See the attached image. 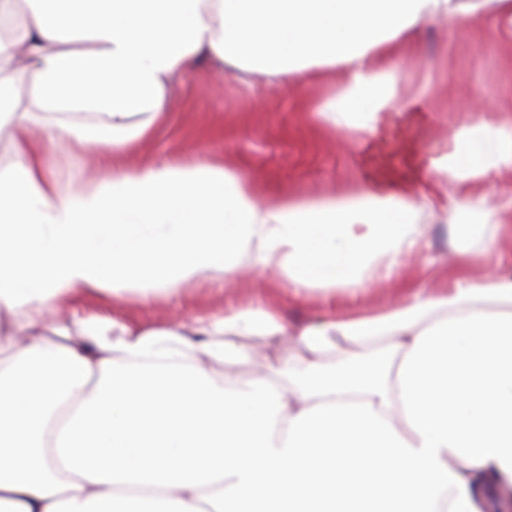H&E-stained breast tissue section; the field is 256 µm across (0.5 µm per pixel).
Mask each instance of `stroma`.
I'll list each match as a JSON object with an SVG mask.
<instances>
[{"instance_id": "obj_1", "label": "stroma", "mask_w": 512, "mask_h": 512, "mask_svg": "<svg viewBox=\"0 0 512 512\" xmlns=\"http://www.w3.org/2000/svg\"><path fill=\"white\" fill-rule=\"evenodd\" d=\"M406 52L396 75L398 97L418 108L392 114L366 144L315 112L340 88L341 67L323 69L316 82L287 88L258 75L242 81L231 67L206 57L173 79L164 121L128 152L87 155L50 147L45 164L61 185L84 190L115 168L203 160L244 173L263 194L317 197L354 191L387 164L398 177L410 180L419 161L463 131L471 111L512 121V31L464 26L452 32L437 21ZM420 221L429 235L426 260L410 261L398 278L355 295L299 294L271 272L247 270L230 280L215 274L187 282L173 295L131 290L119 298L101 294L61 302L52 319L75 336L81 320L90 316L115 317L141 328L189 326L199 317L269 304L288 324L315 326L337 314L390 307L417 281L439 288L461 275L477 278L497 267L512 268V240L484 256L479 243L458 241L448 222L426 213Z\"/></svg>"}]
</instances>
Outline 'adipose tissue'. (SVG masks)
I'll use <instances>...</instances> for the list:
<instances>
[{
  "label": "adipose tissue",
  "mask_w": 512,
  "mask_h": 512,
  "mask_svg": "<svg viewBox=\"0 0 512 512\" xmlns=\"http://www.w3.org/2000/svg\"><path fill=\"white\" fill-rule=\"evenodd\" d=\"M480 3L477 14L468 0H14L23 25L0 37V136L15 145L0 173V312L36 325L60 301L173 293L245 265L299 292L363 289L424 253L426 211L494 250L512 236V208L475 187L512 172V125L479 112L411 183L380 173L317 198H265L238 172L173 162L75 191L43 161L49 146L126 152L204 55L284 86L341 63L320 114L373 138L394 108L400 47L422 24L512 27V0ZM32 71L36 111L62 115L37 139L35 112L13 103ZM79 112L103 114L114 137L79 136L64 120ZM53 333L60 343L0 358V512H495L496 487H512V272L421 282L383 312L316 327L267 307L190 328L88 318L80 340ZM244 334L290 336L303 367L216 379L214 363L250 360Z\"/></svg>",
  "instance_id": "1"
}]
</instances>
